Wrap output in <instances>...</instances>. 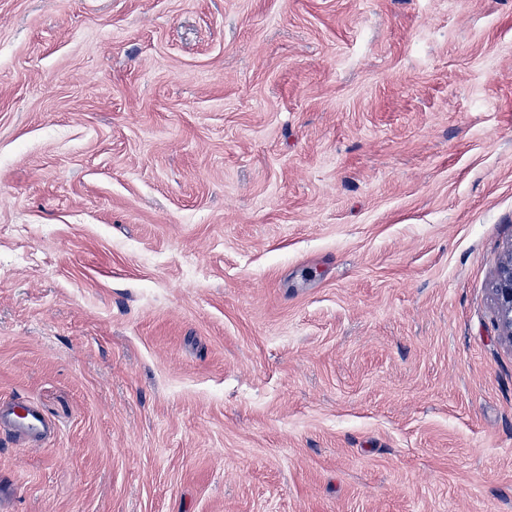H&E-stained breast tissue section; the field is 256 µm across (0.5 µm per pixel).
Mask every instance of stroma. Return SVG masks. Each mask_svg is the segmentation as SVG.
<instances>
[{
  "label": "stroma",
  "instance_id": "obj_1",
  "mask_svg": "<svg viewBox=\"0 0 512 512\" xmlns=\"http://www.w3.org/2000/svg\"><path fill=\"white\" fill-rule=\"evenodd\" d=\"M511 249L512 0H0V512H512ZM491 292L500 320L501 338L512 345V249L497 269ZM0 422L31 441H40L50 433V425L45 417L29 402L0 406Z\"/></svg>",
  "mask_w": 512,
  "mask_h": 512
}]
</instances>
